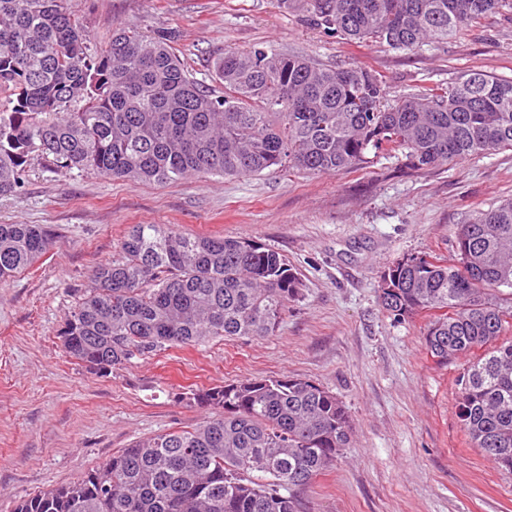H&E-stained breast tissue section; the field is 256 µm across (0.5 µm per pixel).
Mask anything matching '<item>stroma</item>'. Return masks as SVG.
Returning a JSON list of instances; mask_svg holds the SVG:
<instances>
[{"label":"stroma","mask_w":512,"mask_h":512,"mask_svg":"<svg viewBox=\"0 0 512 512\" xmlns=\"http://www.w3.org/2000/svg\"><path fill=\"white\" fill-rule=\"evenodd\" d=\"M103 46L118 25L171 28L190 73L209 80L225 49L265 46L326 66L363 67L391 97L447 85L478 69L512 78V20L492 15L442 45L397 51L347 44L275 0H63ZM402 157L325 174L266 170L159 185L33 157L23 187L0 195V224H48L56 246L0 283V512L73 481L139 438L208 417L191 387L292 375L347 406L351 442L301 494L303 512H512V473L473 448L455 405L467 358L437 363L428 316L396 322L379 280L411 254L447 257L465 218L512 198V150H492L409 176ZM132 224L248 238L285 256L305 285L273 335L216 338L89 373L57 331L96 267Z\"/></svg>","instance_id":"stroma-1"}]
</instances>
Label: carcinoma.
Masks as SVG:
<instances>
[{"mask_svg": "<svg viewBox=\"0 0 512 512\" xmlns=\"http://www.w3.org/2000/svg\"><path fill=\"white\" fill-rule=\"evenodd\" d=\"M61 0H0V195L22 187L34 155L57 169L170 184L256 176L290 163L312 174L394 152L410 172L512 149V79L480 70L393 102L372 71L322 67L264 46L227 48L215 87L194 79L170 29L117 26L92 49ZM308 24L397 50L442 43L512 12V0H303ZM55 244L43 224H0V282ZM379 287L396 322L430 313L425 349L472 362L456 416L473 447L512 472V341L487 296L512 288V199L460 226L451 260L410 256ZM303 284L254 240L188 236L131 224L118 257L97 266L58 338L101 376L134 358L213 338H261ZM210 410L191 430L142 438L80 479L19 499L14 512H300L302 490L348 447L352 421L335 394L286 376L200 389Z\"/></svg>", "mask_w": 512, "mask_h": 512, "instance_id": "obj_1", "label": "carcinoma"}]
</instances>
